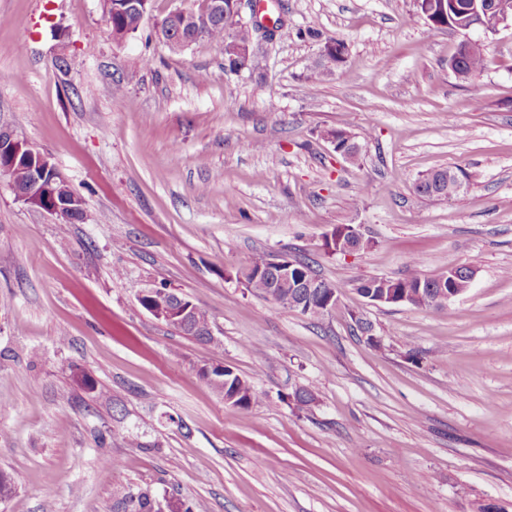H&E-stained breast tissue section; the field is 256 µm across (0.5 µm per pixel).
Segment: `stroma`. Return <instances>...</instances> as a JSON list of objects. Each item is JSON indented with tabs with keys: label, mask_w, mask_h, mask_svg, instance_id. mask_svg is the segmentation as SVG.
<instances>
[{
	"label": "stroma",
	"mask_w": 512,
	"mask_h": 512,
	"mask_svg": "<svg viewBox=\"0 0 512 512\" xmlns=\"http://www.w3.org/2000/svg\"><path fill=\"white\" fill-rule=\"evenodd\" d=\"M192 4L151 0L118 40L103 0H0V127L84 201L66 224L0 177V512H114L129 485L203 512H512V26L471 33L477 103L448 67L460 33L429 30L414 0H282L260 77L210 40L164 45L156 21ZM309 28L348 46L313 87ZM443 167L479 178L445 200L414 191ZM339 224L375 247L327 252ZM256 255L309 262L335 309L317 323L248 291ZM451 266L475 276L438 310L354 289ZM161 286L209 312L214 344L140 306ZM202 359L262 401L226 406ZM298 389L302 412L280 400Z\"/></svg>",
	"instance_id": "obj_1"
}]
</instances>
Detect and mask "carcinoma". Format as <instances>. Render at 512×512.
Instances as JSON below:
<instances>
[{
	"mask_svg": "<svg viewBox=\"0 0 512 512\" xmlns=\"http://www.w3.org/2000/svg\"><path fill=\"white\" fill-rule=\"evenodd\" d=\"M104 2V18L114 37L122 39L127 34L136 32L143 23L145 13L125 7L124 0H104ZM211 2L212 0H201L197 8L177 14L170 12L160 21V28L174 31L175 40L169 42L168 47L175 51L182 50L203 38L221 45L236 40L250 47L248 71L261 74L264 60L263 44L257 40L252 27L242 17L227 9L224 11V18L211 22L203 34L199 33L192 24H182L186 15L197 18L211 16ZM472 4L473 0H445L448 18L453 22L467 21L468 8ZM347 55L348 47L343 40L326 39L319 58L309 71V82L313 84L321 82L324 77L346 62ZM485 62V48L480 44L473 51L458 58L454 70L455 76L469 84L480 101L484 98V88L478 83L477 77L484 69ZM0 175L7 177L18 186L27 184L31 177L28 164L21 160L14 163L8 157L0 160ZM429 178L432 179L436 188L448 190V196L451 197L457 195L467 183L476 178V175L440 168L422 176V180ZM46 183L49 185V190L45 192L43 198L46 209H52L55 201L65 199L73 205V212L66 222L71 224L84 219L83 199L78 193L56 174L47 175ZM263 261L262 257L254 258L246 267L239 270L246 288L290 309L294 308V304L301 302L303 306L299 312L312 320L321 321L328 316L322 302L326 295L337 293L336 284L322 279L320 280L321 295L310 296L308 289L298 286L295 279L283 280L273 275L257 276L259 265ZM430 281L431 278L417 274L397 279L370 277L357 281L354 288L364 298L385 290L406 294L414 306L432 309L434 304L428 300L427 289H425V285ZM193 311L194 314L190 318L191 329L185 331V334L200 342L211 344L216 349L219 348V344L209 333L211 325L208 312L197 305L193 306ZM197 374L216 393L231 400L239 410L249 409L259 399V393L253 386L229 366L202 360L197 364ZM116 512H162V510L156 506V500L149 490L136 487L123 495Z\"/></svg>",
	"mask_w": 512,
	"mask_h": 512,
	"instance_id": "obj_1",
	"label": "carcinoma"
}]
</instances>
